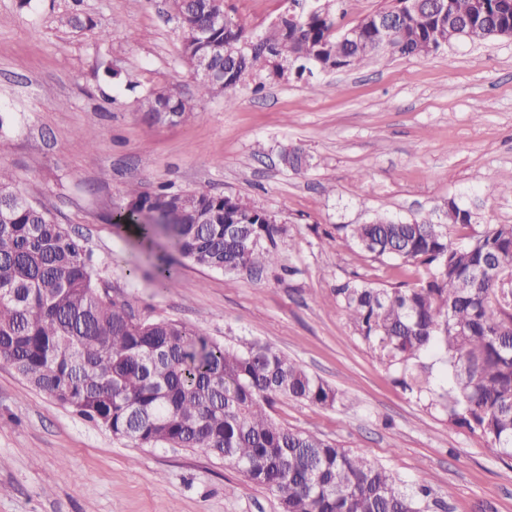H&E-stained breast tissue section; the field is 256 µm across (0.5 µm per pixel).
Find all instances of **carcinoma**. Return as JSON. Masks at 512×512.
I'll list each match as a JSON object with an SVG mask.
<instances>
[{"mask_svg":"<svg viewBox=\"0 0 512 512\" xmlns=\"http://www.w3.org/2000/svg\"><path fill=\"white\" fill-rule=\"evenodd\" d=\"M189 65L208 56L219 69L198 80L201 93L230 92L247 78L290 81L359 66L378 49L379 12L340 32L342 0H286L267 30L248 36L224 0H168ZM512 30V0H441L400 10L393 42L404 55L428 56L464 38L491 41ZM141 106L153 121L192 109L176 93L148 87ZM296 173L308 156L283 149ZM118 221L164 250L153 265L175 287L166 250L205 269L260 273L278 261L285 232L264 210L216 194L131 187ZM452 201L446 223L378 215L338 224L336 234L416 282L347 281L332 290L356 338L400 374L399 384L468 426L499 458H512V224L474 227ZM467 229V242L449 228ZM437 356L446 371L423 362ZM0 360L58 404L140 448L198 449L268 491L280 512H430L423 482L407 489L385 466L270 415L278 400L333 408L342 394L285 353L251 341L224 343L197 326L137 318L99 283L80 239L17 188L0 164Z\"/></svg>","mask_w":512,"mask_h":512,"instance_id":"cac0c4a2","label":"carcinoma"}]
</instances>
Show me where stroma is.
Instances as JSON below:
<instances>
[{
  "instance_id": "obj_1",
  "label": "stroma",
  "mask_w": 512,
  "mask_h": 512,
  "mask_svg": "<svg viewBox=\"0 0 512 512\" xmlns=\"http://www.w3.org/2000/svg\"><path fill=\"white\" fill-rule=\"evenodd\" d=\"M253 33L282 0H226ZM85 24L63 27L61 15ZM118 71V78L107 75ZM173 89L190 120H146L128 82ZM225 106L200 93L166 0H0V163L78 236L113 297L141 319L257 340L345 394L325 409L282 401V425L365 453L448 512H512V460L395 383L329 295L355 278L399 282L390 260L335 239L385 213L438 220L449 201L512 224V39L457 41L431 56H379L311 82L250 79ZM94 131L95 148L82 140ZM299 147L310 167L280 162ZM214 192L267 211L286 232L259 276L178 260L176 288L151 280L147 250L112 214L127 187ZM136 276H129L131 265ZM0 512H279L223 462L139 448L37 391L0 362Z\"/></svg>"
}]
</instances>
